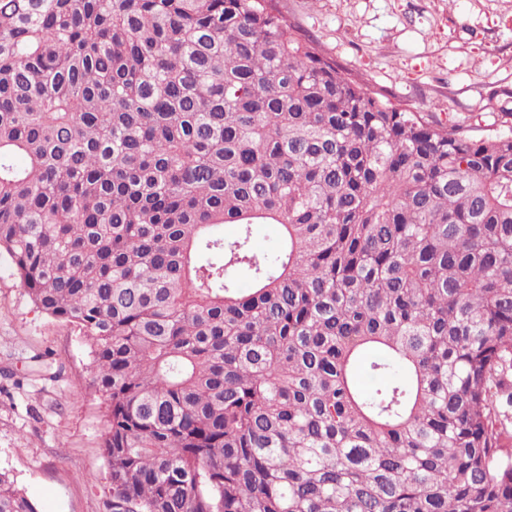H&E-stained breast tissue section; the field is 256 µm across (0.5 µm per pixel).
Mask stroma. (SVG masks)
I'll return each instance as SVG.
<instances>
[{"label": "stroma", "mask_w": 512, "mask_h": 512, "mask_svg": "<svg viewBox=\"0 0 512 512\" xmlns=\"http://www.w3.org/2000/svg\"><path fill=\"white\" fill-rule=\"evenodd\" d=\"M318 52L398 107L496 133L512 112V0H273ZM90 345L0 256V470L39 512H108L107 408Z\"/></svg>", "instance_id": "obj_1"}]
</instances>
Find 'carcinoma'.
Wrapping results in <instances>:
<instances>
[{
    "instance_id": "obj_1",
    "label": "carcinoma",
    "mask_w": 512,
    "mask_h": 512,
    "mask_svg": "<svg viewBox=\"0 0 512 512\" xmlns=\"http://www.w3.org/2000/svg\"><path fill=\"white\" fill-rule=\"evenodd\" d=\"M2 254L91 343L110 512H512V124L272 0H0ZM253 242L261 250H270L278 245L279 230L276 224L253 225Z\"/></svg>"
}]
</instances>
